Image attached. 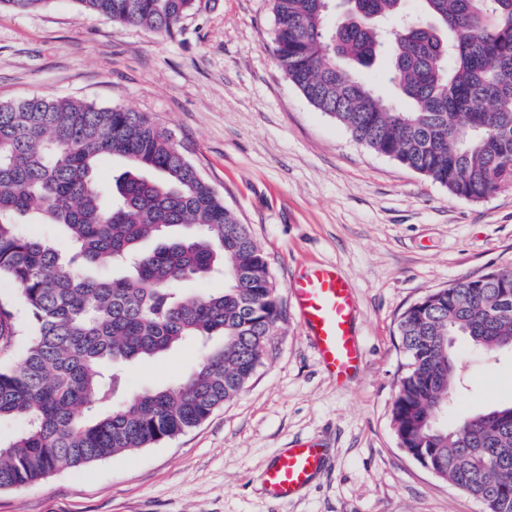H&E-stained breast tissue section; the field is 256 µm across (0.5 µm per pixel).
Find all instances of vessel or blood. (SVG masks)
<instances>
[{"label": "vessel or blood", "mask_w": 512, "mask_h": 512, "mask_svg": "<svg viewBox=\"0 0 512 512\" xmlns=\"http://www.w3.org/2000/svg\"><path fill=\"white\" fill-rule=\"evenodd\" d=\"M290 288L321 364L338 380L349 379L359 368L362 355L353 328L355 301L347 280L335 266L320 264L293 280ZM323 463L320 445L296 442L267 468L265 494L288 502L310 484Z\"/></svg>", "instance_id": "obj_1"}]
</instances>
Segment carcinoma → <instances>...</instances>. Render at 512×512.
<instances>
[{"mask_svg":"<svg viewBox=\"0 0 512 512\" xmlns=\"http://www.w3.org/2000/svg\"><path fill=\"white\" fill-rule=\"evenodd\" d=\"M49 0H0L18 13ZM122 25L171 36L197 0H76ZM273 0L274 55L307 102L374 152L480 201L512 184V0ZM389 62L393 95L359 76ZM127 169L104 190L97 159ZM55 224L67 248L24 232ZM159 240L149 251L143 241ZM127 265L125 278L87 270ZM220 270L224 288L177 285ZM18 287V329L0 300V341L26 337L0 365V489L147 448L240 395L283 319L265 253L199 173L171 131L144 112L36 96L0 104V282ZM406 358L392 405L401 448L438 478L512 512V405L457 426L435 421L453 397L461 340L491 359L512 351V267L462 277L407 307ZM196 343L176 384L121 396L125 370Z\"/></svg>","mask_w":512,"mask_h":512,"instance_id":"cac0c4a2","label":"carcinoma"}]
</instances>
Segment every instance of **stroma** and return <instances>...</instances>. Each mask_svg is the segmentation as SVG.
Instances as JSON below:
<instances>
[{"label":"stroma","instance_id":"stroma-1","mask_svg":"<svg viewBox=\"0 0 512 512\" xmlns=\"http://www.w3.org/2000/svg\"><path fill=\"white\" fill-rule=\"evenodd\" d=\"M271 0H198L173 36L112 23L76 0L0 9V103L45 96L122 107L172 131L267 255L287 317L234 400L179 437L0 490V512H484L399 448L391 406L400 314L429 291L512 265V186L477 202L356 142L317 112L274 55ZM318 263L351 284L361 369L320 364L290 281ZM196 346L127 368L125 391L171 385ZM441 420L512 404V356L460 361ZM318 440L326 461L289 503L267 498L278 449Z\"/></svg>","mask_w":512,"mask_h":512}]
</instances>
